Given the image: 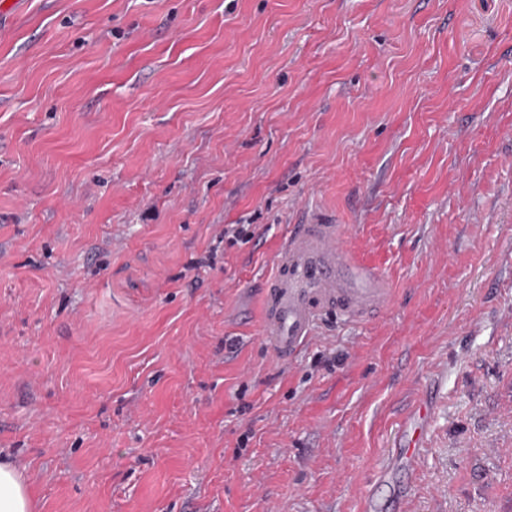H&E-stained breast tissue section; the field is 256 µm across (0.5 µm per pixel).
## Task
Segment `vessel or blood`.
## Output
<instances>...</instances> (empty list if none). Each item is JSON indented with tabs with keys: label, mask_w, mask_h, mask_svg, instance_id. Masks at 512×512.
<instances>
[{
	"label": "vessel or blood",
	"mask_w": 512,
	"mask_h": 512,
	"mask_svg": "<svg viewBox=\"0 0 512 512\" xmlns=\"http://www.w3.org/2000/svg\"><path fill=\"white\" fill-rule=\"evenodd\" d=\"M345 236L343 225L321 213L294 225L286 236L276 270L262 291L263 332L278 358H292L324 314L362 323L389 305L382 278L349 252ZM423 439L422 425L405 428L395 456L406 473L418 470Z\"/></svg>",
	"instance_id": "1"
}]
</instances>
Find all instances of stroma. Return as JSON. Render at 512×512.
I'll return each mask as SVG.
<instances>
[{"label": "stroma", "instance_id": "stroma-1", "mask_svg": "<svg viewBox=\"0 0 512 512\" xmlns=\"http://www.w3.org/2000/svg\"><path fill=\"white\" fill-rule=\"evenodd\" d=\"M304 204L392 301L282 362L261 291ZM424 403L401 512H512V0L0 21V457L34 512H365Z\"/></svg>", "mask_w": 512, "mask_h": 512}]
</instances>
